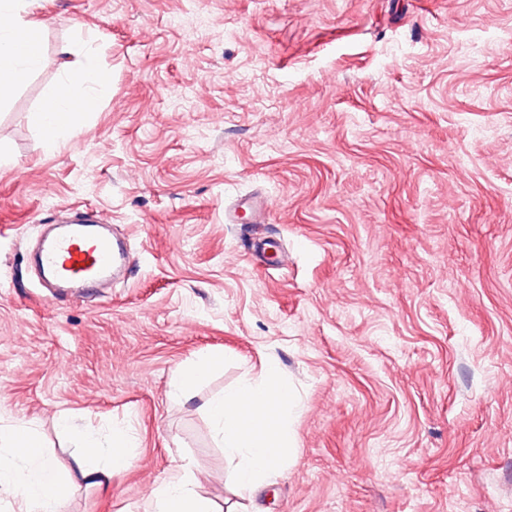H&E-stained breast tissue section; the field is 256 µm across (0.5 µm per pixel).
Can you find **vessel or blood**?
I'll use <instances>...</instances> for the list:
<instances>
[{"label":"vessel or blood","mask_w":512,"mask_h":512,"mask_svg":"<svg viewBox=\"0 0 512 512\" xmlns=\"http://www.w3.org/2000/svg\"><path fill=\"white\" fill-rule=\"evenodd\" d=\"M274 207L272 198L252 194L225 211L224 219L234 224L247 212L255 223L262 224ZM134 262L125 238L112 234L110 222L97 211L83 213L46 237L36 257L41 286L70 299L112 287L119 276L130 272Z\"/></svg>","instance_id":"1"}]
</instances>
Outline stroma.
I'll list each match as a JSON object with an SVG mask.
<instances>
[{"instance_id": "1", "label": "stroma", "mask_w": 512, "mask_h": 512, "mask_svg": "<svg viewBox=\"0 0 512 512\" xmlns=\"http://www.w3.org/2000/svg\"><path fill=\"white\" fill-rule=\"evenodd\" d=\"M22 6L41 64L0 99V424L64 469L60 416L137 442L64 512H146L185 457L238 512H512V0ZM86 51L97 107L47 144L42 103ZM256 189L270 222L225 223ZM70 207L136 267L53 304L29 251ZM269 363L292 454L233 498L202 406ZM222 362H224L222 355L202 356L190 370L179 375L176 387L180 396L187 398L195 386L205 379L216 365Z\"/></svg>"}]
</instances>
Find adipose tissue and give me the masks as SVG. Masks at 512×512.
<instances>
[{"label": "adipose tissue", "instance_id": "adipose-tissue-1", "mask_svg": "<svg viewBox=\"0 0 512 512\" xmlns=\"http://www.w3.org/2000/svg\"><path fill=\"white\" fill-rule=\"evenodd\" d=\"M39 36L35 25L12 17L0 30V99L21 84L38 65ZM92 55H85L76 74L62 79L46 98L40 122L48 141L64 137L77 113L94 106L91 95H76L73 86L100 81ZM295 408L293 393L276 366H268L263 381H245L208 400L204 412L224 444L225 456L234 459V484L246 491L269 480L288 462V424ZM80 453L73 475L63 474L47 457L40 436L23 422L0 426V494L19 504V512H62L74 481L106 487L113 475L129 469L136 458L135 438L126 429L113 431L108 445L79 438ZM153 512H218L213 499L203 494L192 460H183L170 477L150 490Z\"/></svg>", "mask_w": 512, "mask_h": 512}]
</instances>
